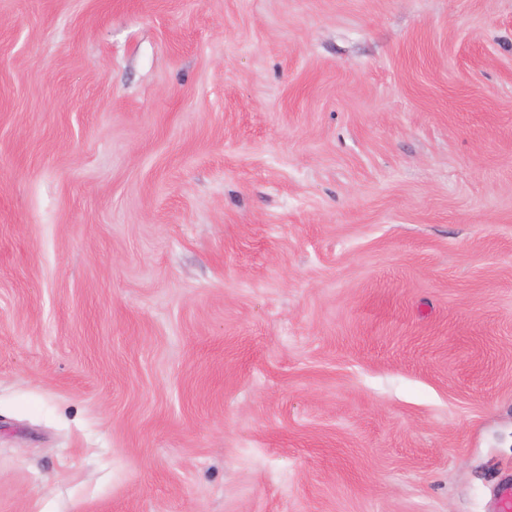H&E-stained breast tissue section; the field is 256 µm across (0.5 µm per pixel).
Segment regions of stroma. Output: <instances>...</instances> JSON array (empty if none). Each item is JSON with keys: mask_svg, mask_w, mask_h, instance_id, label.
Returning <instances> with one entry per match:
<instances>
[{"mask_svg": "<svg viewBox=\"0 0 512 512\" xmlns=\"http://www.w3.org/2000/svg\"><path fill=\"white\" fill-rule=\"evenodd\" d=\"M512 0H0V512H497Z\"/></svg>", "mask_w": 512, "mask_h": 512, "instance_id": "stroma-1", "label": "stroma"}]
</instances>
